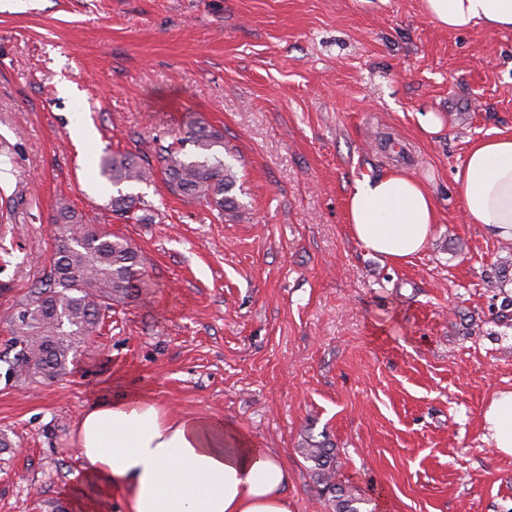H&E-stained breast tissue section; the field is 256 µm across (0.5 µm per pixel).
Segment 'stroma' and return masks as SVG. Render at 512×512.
I'll list each match as a JSON object with an SVG mask.
<instances>
[{
    "label": "stroma",
    "mask_w": 512,
    "mask_h": 512,
    "mask_svg": "<svg viewBox=\"0 0 512 512\" xmlns=\"http://www.w3.org/2000/svg\"><path fill=\"white\" fill-rule=\"evenodd\" d=\"M76 112L96 145L72 139ZM427 112L444 118L431 135ZM192 120L224 136L237 213L159 177L131 188L146 221L114 215L100 156L152 152ZM500 133L512 31L442 29L421 0H0V512H71L81 416L135 392L277 452L290 512L336 510L312 441L368 512H512V456L482 427L512 390V243L465 223L453 179ZM390 171L439 215L402 265L347 221L355 180ZM62 198L138 247L147 286L68 374L9 381L5 318L51 262Z\"/></svg>",
    "instance_id": "stroma-1"
}]
</instances>
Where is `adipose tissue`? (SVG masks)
Returning a JSON list of instances; mask_svg holds the SVG:
<instances>
[{
  "instance_id": "obj_1",
  "label": "adipose tissue",
  "mask_w": 512,
  "mask_h": 512,
  "mask_svg": "<svg viewBox=\"0 0 512 512\" xmlns=\"http://www.w3.org/2000/svg\"><path fill=\"white\" fill-rule=\"evenodd\" d=\"M428 18L451 31L512 30V0H423ZM467 223L512 240V134L472 144L457 166ZM354 239L389 263L424 248L438 212L424 184L390 171L356 181L347 198ZM486 439L512 456V390L498 392L482 415ZM86 461L77 512H103L120 496L125 512H289L288 470L249 435L222 420L173 417L139 395L93 402L77 430Z\"/></svg>"
}]
</instances>
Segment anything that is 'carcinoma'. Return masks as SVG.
Returning a JSON list of instances; mask_svg holds the SVG:
<instances>
[{"label":"carcinoma","instance_id":"carcinoma-1","mask_svg":"<svg viewBox=\"0 0 512 512\" xmlns=\"http://www.w3.org/2000/svg\"><path fill=\"white\" fill-rule=\"evenodd\" d=\"M189 141L197 150L192 158L173 142L157 147L150 158L132 153L101 156L100 176L116 189L109 202L112 212L124 217L131 213L140 199L123 187L151 183L158 171L170 193L203 200L220 213L235 211L238 203L231 191L236 180L220 151L223 135L199 123L190 126ZM52 223L49 268L7 319L13 350L5 373L9 380H54L66 375L79 347L141 287V255L129 240L92 227L64 201ZM303 455L315 464L325 489L336 493V512H362L366 500L335 482L334 449L312 443Z\"/></svg>","mask_w":512,"mask_h":512}]
</instances>
